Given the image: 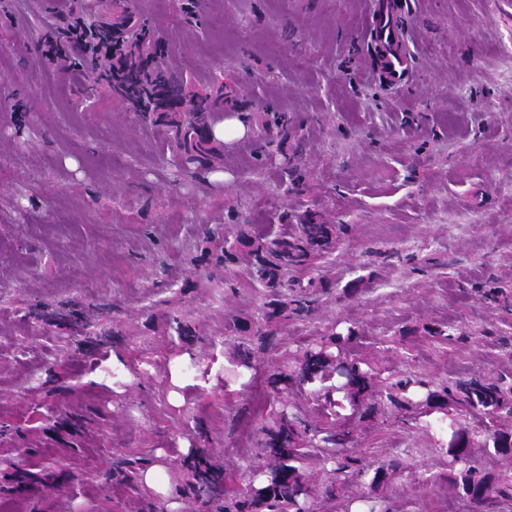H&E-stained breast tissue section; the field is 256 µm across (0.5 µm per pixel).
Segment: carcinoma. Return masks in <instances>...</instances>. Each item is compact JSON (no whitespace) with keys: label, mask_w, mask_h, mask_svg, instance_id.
Returning a JSON list of instances; mask_svg holds the SVG:
<instances>
[{"label":"carcinoma","mask_w":512,"mask_h":512,"mask_svg":"<svg viewBox=\"0 0 512 512\" xmlns=\"http://www.w3.org/2000/svg\"><path fill=\"white\" fill-rule=\"evenodd\" d=\"M98 5L107 20L95 29L103 40L112 41L113 51L106 54L110 60L107 69L91 72L92 89L112 93L144 120L166 128L172 133L167 146L178 173L207 178L221 168L224 159V144L213 136V117L235 101L221 92L190 90L183 72L154 62L159 45L146 23L116 10L113 0H98ZM216 240L221 241L222 252L216 265L228 268L245 253L254 281L283 289L269 302L267 317L271 321L309 316L310 296L329 290V285L313 276L314 258L336 242L334 224L305 218L297 236L269 240L242 235L230 247L224 233L207 231L205 243ZM300 273L308 276L307 282L296 278ZM233 328L246 337L234 349L233 358L246 365L252 346L264 343L268 332L258 329L252 333L236 322ZM358 339L359 330L354 327L344 331L333 328L294 365L269 381L276 395L288 392L291 386H318L315 394L333 421L312 424L288 411L284 403L260 428V451L276 461L262 480L253 474H245L237 482L228 480L199 459L193 464L194 483L187 484L184 491L203 497L216 512H314L317 499L337 497L349 477L371 472V484H383L406 468L402 458L376 462L344 448L351 442L347 423L357 417H374L386 406L397 418L439 414L440 439L435 445L448 457L445 479L470 512H501V503L512 504V480L485 472L469 455V448L482 441L496 454L512 457V431L498 425L501 413L508 411L512 402V385L506 388L481 379L449 385L410 373L385 376L351 356ZM334 377L340 382L326 384ZM467 414L479 415L480 427L465 426L461 418ZM311 457L331 465L328 481L321 486L310 482L303 472L302 464Z\"/></svg>","instance_id":"obj_1"}]
</instances>
